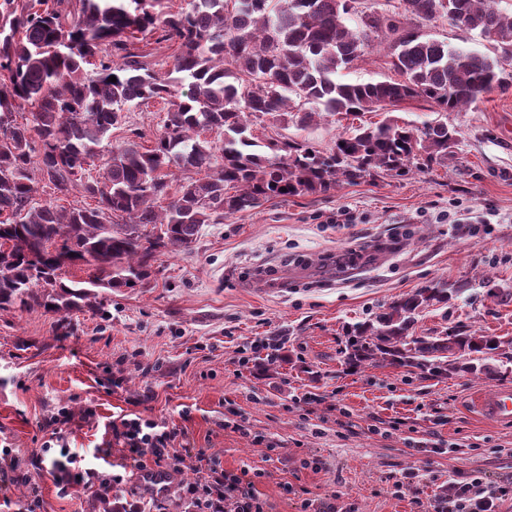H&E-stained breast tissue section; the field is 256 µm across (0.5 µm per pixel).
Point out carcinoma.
<instances>
[{
    "mask_svg": "<svg viewBox=\"0 0 512 512\" xmlns=\"http://www.w3.org/2000/svg\"><path fill=\"white\" fill-rule=\"evenodd\" d=\"M356 0H0V309L43 306L68 313L94 288L148 277L159 248H186L202 225L272 197L324 193L365 176H402L448 162L457 131L437 120L419 129L387 116L336 139L322 153L254 134L249 117L286 116L306 127L322 115L380 112L416 98L456 112L482 95L512 90V13L496 0H402L404 12L348 24ZM448 18L490 45L479 53L424 39L414 22ZM174 49L164 74L135 51L140 34ZM388 41L398 80L343 83L372 37ZM116 77V82L109 77ZM166 105L164 131L144 147L102 142L124 113ZM30 107L32 119L16 114ZM214 132L217 138H201ZM195 170L172 188L166 170ZM69 208L37 199V183ZM95 275L80 287L63 268ZM462 286L439 281L350 327L344 361L404 368L426 378L499 376L488 360L512 362V340L457 329L415 336L419 310L448 303Z\"/></svg>",
    "mask_w": 512,
    "mask_h": 512,
    "instance_id": "carcinoma-1",
    "label": "carcinoma"
}]
</instances>
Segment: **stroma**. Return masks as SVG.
I'll use <instances>...</instances> for the list:
<instances>
[{
  "label": "stroma",
  "instance_id": "35a3bbf8",
  "mask_svg": "<svg viewBox=\"0 0 512 512\" xmlns=\"http://www.w3.org/2000/svg\"><path fill=\"white\" fill-rule=\"evenodd\" d=\"M390 61L375 44L343 79H397ZM164 119L162 102H149L111 139L151 145ZM447 122L458 132L447 165L225 216L191 246L157 251L145 281L100 291L79 311L0 309V449L39 485L40 512H104L83 487L57 481L59 450L41 448L53 416L60 442L79 453L72 472L122 474L108 495L121 512H189L187 484L215 462L258 472L272 512H301L303 497L319 503L334 491L355 512H415L414 499L432 503L459 477L490 489L511 481L512 423L481 417L468 398L512 387V363L497 380L437 381L393 368L352 372L340 354L348 325L438 281L464 290L422 310L416 335L463 328L512 339V92H489ZM263 124L326 152L350 121ZM260 339L280 348L263 372L256 365L268 352L252 347ZM126 413L165 421L190 443L163 496L107 448L108 423ZM234 416L247 434L224 428ZM420 440L438 452L418 449ZM409 470L412 486L395 494Z\"/></svg>",
  "mask_w": 512,
  "mask_h": 512
}]
</instances>
